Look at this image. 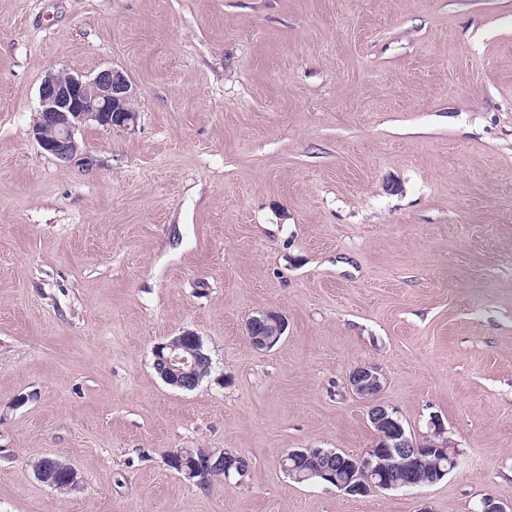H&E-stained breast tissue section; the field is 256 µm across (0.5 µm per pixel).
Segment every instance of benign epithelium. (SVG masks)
<instances>
[{
    "label": "benign epithelium",
    "instance_id": "obj_1",
    "mask_svg": "<svg viewBox=\"0 0 512 512\" xmlns=\"http://www.w3.org/2000/svg\"><path fill=\"white\" fill-rule=\"evenodd\" d=\"M38 95L33 137L45 152L63 162H70L77 156L76 132L85 124L93 121L109 131L128 130L137 120L132 82L124 71L114 67L104 68L90 79L72 73L49 72ZM284 330L285 322L275 312L254 316L247 323V336L259 349L270 348ZM199 343V336L186 330L154 347V362L166 383L184 390H193L199 385L201 371L208 363ZM348 382L352 392L368 404V420L376 435L374 446L359 455L346 457L334 449H324L316 457L299 448L292 449L286 456L292 461L288 466L291 478L320 479L354 496L432 484L455 468L456 455L450 453V441L442 438L443 428L437 424L434 436L440 441L432 440L427 444L428 454L434 457L425 463L430 474L417 477L420 445L407 434L397 411L378 400L382 390L378 369L360 364L349 373ZM170 457L178 461V472L184 478L194 481L203 475V484L207 486L221 476L248 474L246 466L222 456L216 459L202 450H177L170 453ZM37 475L43 483L59 490L77 482L75 469L58 459L48 460Z\"/></svg>",
    "mask_w": 512,
    "mask_h": 512
}]
</instances>
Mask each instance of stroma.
Listing matches in <instances>:
<instances>
[{
  "label": "stroma",
  "mask_w": 512,
  "mask_h": 512,
  "mask_svg": "<svg viewBox=\"0 0 512 512\" xmlns=\"http://www.w3.org/2000/svg\"><path fill=\"white\" fill-rule=\"evenodd\" d=\"M115 67L127 131L59 163L48 71ZM280 313L269 350L250 318ZM191 330L211 371L166 384ZM442 480L351 496L291 448L373 445L350 371ZM180 448L244 457L200 489ZM78 481L60 491L33 465ZM512 504V0H0V512H478ZM199 343V336L186 330L154 347V365L160 367L159 375L166 383L184 390L199 385L201 371L208 363ZM64 472L67 474V480H61L59 473ZM42 482L48 486L64 490L77 482V472L74 468L58 459H48L41 470L37 472Z\"/></svg>",
  "instance_id": "1"
}]
</instances>
